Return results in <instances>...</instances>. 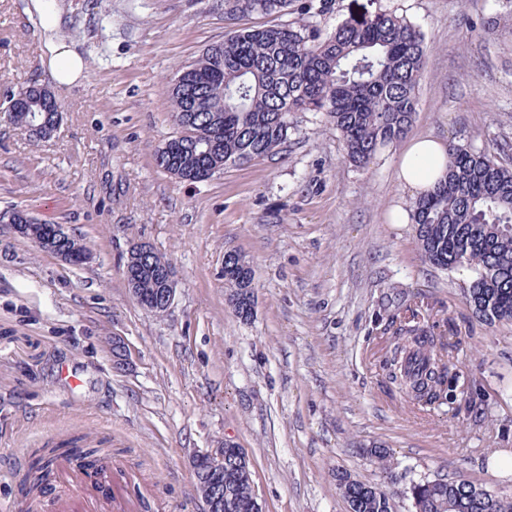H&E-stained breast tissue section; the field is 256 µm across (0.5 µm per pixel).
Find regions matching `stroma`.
Returning a JSON list of instances; mask_svg holds the SVG:
<instances>
[{"instance_id": "1", "label": "stroma", "mask_w": 512, "mask_h": 512, "mask_svg": "<svg viewBox=\"0 0 512 512\" xmlns=\"http://www.w3.org/2000/svg\"><path fill=\"white\" fill-rule=\"evenodd\" d=\"M0 0V104L26 81L50 84L37 16ZM63 37L87 70L55 87L62 121L30 140L0 118V508L20 499L10 470L58 434L107 441L154 487L159 512H207L192 459L233 442L249 458L263 512H348L346 471L413 512L410 481L465 476L512 496V473L486 467L512 454V322L473 318L466 271L422 256L396 210L404 148L349 164L324 116L302 112L274 156L200 183L155 163L174 131L165 86L176 69L232 31L224 0H59ZM392 12L417 25L427 57L413 136L483 149L512 145V35L484 32L512 0H332L320 26ZM62 224L91 248L73 266L13 234L12 208ZM147 243L175 264L176 298L161 317L142 310L124 277ZM250 260L253 318L239 320L224 287V255ZM429 307L452 319L463 380L488 408L457 421L382 387L386 312ZM130 364L117 370L113 337ZM390 449L396 480L367 454Z\"/></svg>"}]
</instances>
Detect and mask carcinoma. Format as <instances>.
I'll return each mask as SVG.
<instances>
[{
    "label": "carcinoma",
    "mask_w": 512,
    "mask_h": 512,
    "mask_svg": "<svg viewBox=\"0 0 512 512\" xmlns=\"http://www.w3.org/2000/svg\"><path fill=\"white\" fill-rule=\"evenodd\" d=\"M294 0H224V18L281 17L293 13ZM328 10V0H304L298 17L235 31L208 46L180 67V87H167L172 116L179 119L170 140L183 151L156 164L177 179L195 183L198 175L221 173L228 166L272 156L288 143L293 115L320 112L336 127L345 158L366 167L385 147L405 138L416 112V89L427 46L420 29L404 17L376 12L345 20L324 33L313 18ZM53 121L57 104L34 102L8 111L10 122L27 125L29 111ZM497 146L476 150L450 143L446 172L438 186L410 208L419 249L433 266L466 268L474 273L464 297L474 316L486 323L512 321V166ZM170 263L154 250L131 253L128 266L141 268L139 287H157L152 271ZM224 286L235 314L251 317L255 293L253 269L240 253L224 256ZM437 324L399 325L393 333L392 359L383 370L386 388L432 407L444 398L448 377L457 375L454 353L461 344L453 327L437 335ZM479 389L471 390L455 418L482 413ZM77 451L85 458L100 452L70 435L34 452L26 482L36 489L53 475V460ZM387 473L394 465L390 450H367ZM224 469V504L248 512L253 486L250 464L229 456ZM336 485L349 512H393L382 487L348 473ZM414 512H512V497L494 494L474 482L422 479L408 487Z\"/></svg>",
    "instance_id": "cac0c4a2"
}]
</instances>
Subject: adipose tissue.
Here are the masks:
<instances>
[{
  "instance_id": "1",
  "label": "adipose tissue",
  "mask_w": 512,
  "mask_h": 512,
  "mask_svg": "<svg viewBox=\"0 0 512 512\" xmlns=\"http://www.w3.org/2000/svg\"><path fill=\"white\" fill-rule=\"evenodd\" d=\"M47 0H30L28 10L39 15L43 38V62L58 85H74L84 72L86 62L80 50L65 41L60 31L66 19L59 7H47ZM447 148L431 136L411 139L403 151L398 177L412 194L421 196L431 191L445 173Z\"/></svg>"
}]
</instances>
